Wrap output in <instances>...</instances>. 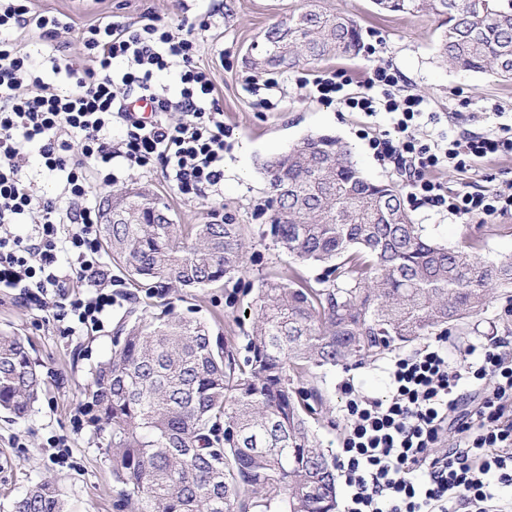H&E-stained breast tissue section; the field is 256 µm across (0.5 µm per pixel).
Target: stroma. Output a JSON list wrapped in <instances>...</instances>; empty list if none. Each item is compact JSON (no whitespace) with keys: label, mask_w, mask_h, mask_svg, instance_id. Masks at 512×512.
<instances>
[{"label":"stroma","mask_w":512,"mask_h":512,"mask_svg":"<svg viewBox=\"0 0 512 512\" xmlns=\"http://www.w3.org/2000/svg\"><path fill=\"white\" fill-rule=\"evenodd\" d=\"M302 0H33L38 11L70 15L76 29L67 35L69 60L82 65L78 31L93 22L140 21L153 14L161 23L176 27L182 18L199 21L196 35L201 43L199 62L213 76L216 95L224 110V123L232 131L224 153V186L220 196L181 195L161 166L148 169L116 168L111 185L99 186L104 198L131 187H142L165 202L180 224H203L230 219L252 232L242 279L258 283L269 274L286 271L288 264L276 246L257 236L271 214L264 159L288 150L305 135L330 134L346 143L358 167L371 180L404 190L402 176L392 165L378 162L369 139L389 129V117H369L344 105L327 104L310 97L298 84L299 77L317 72L344 74L346 94L357 95L372 70L383 63L400 75L404 94L421 96L425 109L439 120L425 124L422 135L438 136L449 124L484 131L495 125L497 113L512 114V82L489 73L462 70L437 56L439 21L432 15L402 16L378 12L372 0H322L325 9L343 12L359 22L363 46L357 56L325 60L278 75L277 85L263 95L251 93L253 73L244 56L273 22L287 19ZM436 178L444 185L490 189L512 180V156L475 158L462 169L440 168ZM414 223L439 243L455 247L470 244L486 258L512 254V215L487 222L480 217L466 221L448 218L433 209L412 212ZM170 299L178 313L195 312L214 329L234 322L236 336H245L251 318V299L234 289L208 287L187 292L175 288ZM130 304L119 301L105 319L99 333L76 331L66 334L47 322L41 311L24 306L13 295L0 293V331L28 338L43 377L40 397L22 419L0 413V512H11L14 501L35 484L51 482L69 512H116L113 501L112 451L109 435L92 423L83 390L98 366L112 353L117 323ZM498 334L512 337V299L495 294L487 309L467 324L448 331V354L461 362L465 350L482 337ZM433 337L399 348L409 356L433 344ZM394 354V355H397ZM394 355L385 354L363 366L336 368L326 374L323 389L330 414L316 423L319 443L328 456H335L350 427L346 416L345 385L360 394L380 398L387 393V369Z\"/></svg>","instance_id":"35a3bbf8"}]
</instances>
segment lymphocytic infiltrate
Returning a JSON list of instances; mask_svg holds the SVG:
<instances>
[{
  "instance_id": "obj_1",
  "label": "lymphocytic infiltrate",
  "mask_w": 512,
  "mask_h": 512,
  "mask_svg": "<svg viewBox=\"0 0 512 512\" xmlns=\"http://www.w3.org/2000/svg\"><path fill=\"white\" fill-rule=\"evenodd\" d=\"M72 19L33 10L31 0H0V291L66 325L104 330L120 280L100 248L95 185L113 180L112 163H159L186 196L218 195L230 133L209 71L198 65L196 23L182 18L173 35L155 17L139 25L91 23L82 30L87 63L67 61L64 34ZM34 33L50 71H43L20 39ZM179 67L180 90H157V72ZM399 75L377 67L362 92H343L342 74L300 78L319 101L390 116L391 128L370 139L375 158L406 177L413 208H434L461 220L512 213V182L492 191L455 192L432 177L449 164L512 155V123L482 133L461 131L446 145L423 143L418 132L424 101L408 94L377 97L376 87L396 86ZM151 105V117L136 108ZM180 112L178 122L166 119ZM121 127L112 140L113 127ZM37 146L40 165L59 180L51 198L25 175V145ZM17 224L29 231L14 233ZM67 264H60V256ZM491 336L471 345L473 362L455 366L442 345L399 356L380 399L346 388L352 424L336 456L347 494L342 512H512V357ZM481 392L477 409L461 406L464 391ZM453 438H446V431Z\"/></svg>"
}]
</instances>
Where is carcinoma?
<instances>
[{
    "label": "carcinoma",
    "instance_id": "1",
    "mask_svg": "<svg viewBox=\"0 0 512 512\" xmlns=\"http://www.w3.org/2000/svg\"><path fill=\"white\" fill-rule=\"evenodd\" d=\"M378 10L441 18L438 57L512 80V0H373ZM351 17L310 4L269 26L246 57L257 74L360 50ZM275 203L262 236L289 274L262 280L240 356L232 329L214 332L169 308L123 321L112 357L85 390L92 420L112 438L114 507L137 512H335L336 477L312 422L324 411L314 382L480 315L512 289V257L484 259L426 238L397 189L367 180L328 134L303 138L263 163ZM125 223L101 225L112 261L135 292L206 288L243 272L240 224L162 222L140 189L114 199ZM324 264L310 281L298 266ZM24 338L0 333V410L31 411L41 389ZM13 512H66L48 482Z\"/></svg>",
    "mask_w": 512,
    "mask_h": 512
}]
</instances>
